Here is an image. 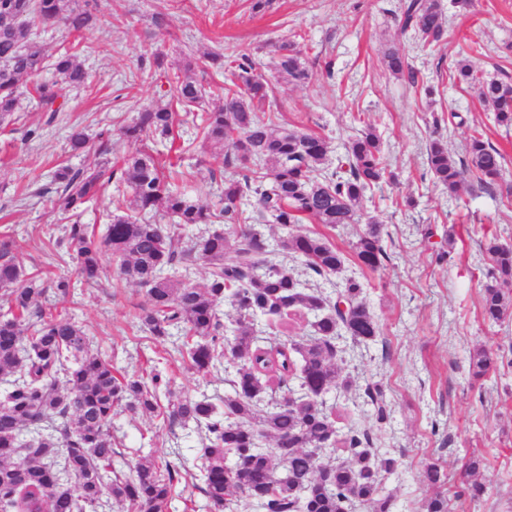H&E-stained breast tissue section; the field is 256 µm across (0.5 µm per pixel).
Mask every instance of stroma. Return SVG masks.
I'll list each match as a JSON object with an SVG mask.
<instances>
[{
  "label": "stroma",
  "mask_w": 512,
  "mask_h": 512,
  "mask_svg": "<svg viewBox=\"0 0 512 512\" xmlns=\"http://www.w3.org/2000/svg\"><path fill=\"white\" fill-rule=\"evenodd\" d=\"M448 19L444 40L434 49L406 37L402 41L417 72L416 83L385 70L382 52L395 37L401 0H272L255 12L251 0H108L95 26L82 37L56 25H43L35 37L47 54L71 50L88 73L85 88L66 93L58 120L37 140L25 130L43 114L31 87H24L14 123L0 128V232L16 240V255L27 271L52 269L75 276L74 264L50 265L45 228H60L41 191L58 166L75 168L98 162L95 154L72 157L66 151L71 125L97 134L104 124L131 119L145 105L168 102L169 85L140 78L138 59L162 56L170 73L204 49L230 54L235 47L271 60L274 44L294 41L308 62L306 82L273 78L281 122L326 136L336 152L364 123L381 134L391 180L374 188L365 202L367 215L384 226L389 256L370 272L352 256L359 224L329 228L304 222L300 232L326 235L347 252L345 276L365 285V300L381 328L377 340L348 347L345 368L352 385L326 394L345 422L372 428L360 392L378 382L390 405L388 423L374 430L377 452L396 458L397 474L385 478L392 512H418L432 489L422 478L426 464L441 465L448 476L450 512H512V320L488 326L481 316V271L486 240L512 243V134L496 126L478 91L452 80L458 60L469 59L490 78L512 81V0H440ZM168 26L154 24L155 14ZM433 95H425V86ZM448 138L454 159L465 156L473 132L506 157L502 181L489 189L471 184L461 197H449L428 171L426 146L432 132ZM194 132L192 117L179 112L172 137L158 150L168 170L180 174L190 199L216 204L220 185L210 178L222 171V156L181 149ZM450 251L446 262L436 255ZM137 285L119 277L111 256H104L97 283L77 284L72 301L48 300L54 313L74 319L93 337V346L130 373H149L160 362L176 395L216 399L228 391L224 373L195 374L173 354L169 341L135 325ZM493 349L497 370L484 386L469 379V355L477 347ZM115 449L133 458L143 440L158 456L179 466L174 491L187 512H206L205 499L189 476L197 450L179 427H166L127 413L115 421ZM482 456L481 478L488 490L478 501L462 496L465 456Z\"/></svg>",
  "instance_id": "35a3bbf8"
}]
</instances>
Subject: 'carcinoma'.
<instances>
[{
    "mask_svg": "<svg viewBox=\"0 0 512 512\" xmlns=\"http://www.w3.org/2000/svg\"><path fill=\"white\" fill-rule=\"evenodd\" d=\"M97 8L98 0H0V17L19 18L14 26H0L1 127L17 112L23 81L47 67L56 79L34 85L46 120L25 131L29 141L65 110L63 90L86 80L75 53L66 50L48 63L31 38L32 26L59 24L80 36L95 24ZM445 30L439 0H403L396 40L382 54L385 68L417 83L400 39L411 33L432 48ZM219 60L221 55L211 53L190 60L170 82L180 104L201 109L198 132L185 151L201 147L221 154L224 168L231 170L224 177L222 207L188 199L149 145L173 132L176 112L169 104L149 105L131 121L99 133L98 153L108 151L114 133L137 145L135 152L98 168L60 166L52 186L41 193L67 220L62 236L48 233L50 256L72 262L78 275L93 283L103 252H109L119 274L144 289L139 328L172 339L173 351L198 374L221 366L230 370L231 392L220 407L207 396L173 398L155 368L148 379L120 373L93 350L82 326L44 307L49 288L61 301L71 295V279L27 272L16 261L14 239L0 233V288L8 305L0 315V512H97L108 505L122 512H178L172 466L153 450L138 449L132 475H123L128 462L113 448L112 429L124 410L177 424L186 437H197L202 448L191 478L209 512H235L242 500L252 512H350L357 504L391 512L381 473H393L397 460L375 452L367 432L337 426L336 405L324 399L330 389L350 385L343 375L344 342H372L380 326L360 280L333 281L344 269V252L323 234L296 230L304 218L331 228L359 223L367 193L387 176L380 135L367 126L333 162L325 136L260 117L259 111L273 107L272 87L251 48H236L223 84L208 90L195 69ZM273 66L290 83L309 78L307 63L291 42L277 46ZM453 78L476 86L494 123L512 131V83L485 79L467 59L456 63ZM216 90L223 104L203 109ZM68 144L75 154L91 149L79 126L71 128ZM427 165L434 183L456 197L467 173L484 187L495 185L504 155L476 132L465 162L458 164L448 154L447 139L438 135L428 144ZM106 182L113 186L111 204L124 214L108 215L99 242L80 215ZM250 204L259 218L278 227L279 236L267 237L246 224ZM201 224L224 228L198 235ZM382 236V225L368 221L353 244L361 267L374 272L384 266ZM281 251L301 259L309 275L333 290L300 280L279 259ZM485 252L481 312L492 326L512 317V246L492 238ZM198 260L208 266L202 285L183 279V271ZM264 319L295 336L268 341ZM496 363L489 349H474L472 379H484ZM363 394L377 422L385 423L389 406L382 386L368 383ZM338 450L347 453L340 462ZM421 509L448 512V493L437 491Z\"/></svg>",
    "mask_w": 512,
    "mask_h": 512,
    "instance_id": "1",
    "label": "carcinoma"
}]
</instances>
